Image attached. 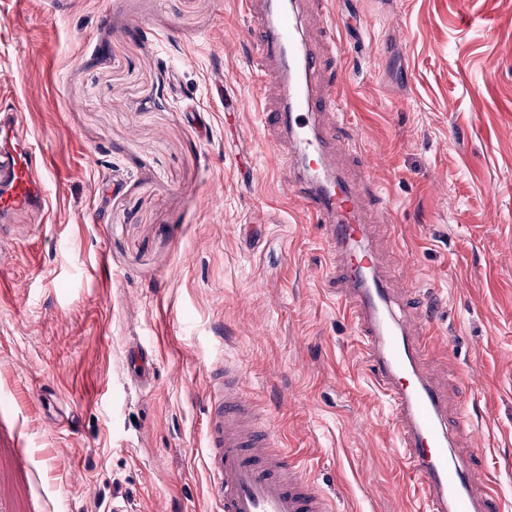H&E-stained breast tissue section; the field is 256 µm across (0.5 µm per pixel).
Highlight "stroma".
<instances>
[{"label":"stroma","instance_id":"obj_1","mask_svg":"<svg viewBox=\"0 0 512 512\" xmlns=\"http://www.w3.org/2000/svg\"><path fill=\"white\" fill-rule=\"evenodd\" d=\"M357 2L330 20L363 28L340 115L373 165H336L382 191L394 310L430 324L425 369L470 423L453 452L512 512V0ZM250 24L241 0H0V106L22 107L50 193L0 245V512H217L227 364L335 512H419L325 231L236 106L261 82ZM135 344L156 363L140 386Z\"/></svg>","mask_w":512,"mask_h":512}]
</instances>
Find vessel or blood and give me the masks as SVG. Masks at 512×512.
<instances>
[{
    "label": "vessel or blood",
    "mask_w": 512,
    "mask_h": 512,
    "mask_svg": "<svg viewBox=\"0 0 512 512\" xmlns=\"http://www.w3.org/2000/svg\"><path fill=\"white\" fill-rule=\"evenodd\" d=\"M254 21L252 62L282 91L267 120L284 139L277 152L292 162L288 183L311 223L323 225L324 247L343 279L338 298L361 338L367 371L391 409L401 462L415 480L422 512H500L499 495L482 473L460 465L451 448L466 418L448 423V402L420 365L427 348L391 308L378 252L368 241L364 196L333 173L338 92L346 76L326 83L338 38L325 33L322 50L299 37L294 10L276 14L269 0H243ZM44 156L28 135L20 107L0 108V241L24 212L44 211ZM207 470L221 512H333L301 466L275 447L243 379L225 369L224 385L209 394Z\"/></svg>",
    "instance_id": "1"
}]
</instances>
